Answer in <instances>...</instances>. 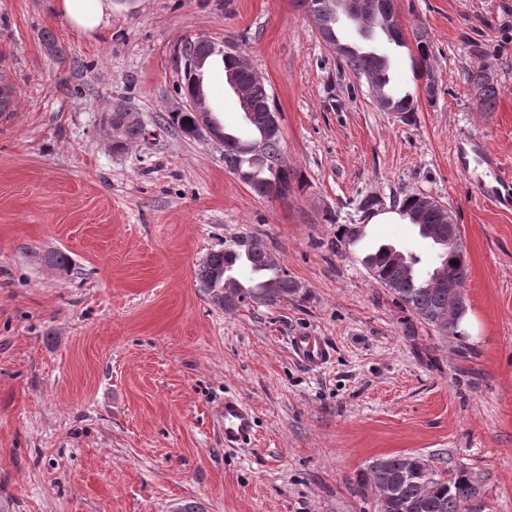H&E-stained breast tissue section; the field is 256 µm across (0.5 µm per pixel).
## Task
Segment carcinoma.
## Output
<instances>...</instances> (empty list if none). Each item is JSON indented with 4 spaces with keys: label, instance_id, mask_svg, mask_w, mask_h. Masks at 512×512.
I'll list each match as a JSON object with an SVG mask.
<instances>
[{
    "label": "carcinoma",
    "instance_id": "carcinoma-1",
    "mask_svg": "<svg viewBox=\"0 0 512 512\" xmlns=\"http://www.w3.org/2000/svg\"><path fill=\"white\" fill-rule=\"evenodd\" d=\"M348 0H298V5L312 20L322 40H331L342 47L339 55L347 69L363 76L372 88L380 91L389 99L391 108L408 117L415 111L417 102L414 96L402 99L391 97L388 82L383 74L385 67L377 58L356 53L351 47L340 41L337 30L341 26L343 5ZM355 32L358 36L369 38L378 30L384 31L389 39L398 45L405 44L404 34L389 30L377 16H364L360 11L351 13ZM417 56L413 66L419 75H430L433 49L427 37L419 31L414 32ZM194 49L195 69L183 67L184 89L192 95L193 83L202 80V71L206 63L221 62L225 77H233L246 91L251 108L246 116L252 121V132L246 137L225 134L224 167L236 174L240 171L249 174L252 182L270 190L276 196H286L292 189L296 175L288 167L284 158L280 133L267 132L268 114L274 111L272 98L264 82L252 79V69L244 61L241 53L228 55L212 42L206 40H187L179 55H185L188 49ZM466 82L476 93L480 107L490 110L495 106L499 89L492 70L487 64H479L466 73ZM168 125L178 127L182 133L191 137L194 134L197 116L189 110L172 112L166 120ZM112 148L123 151L137 143L144 134L140 121L127 115L120 126L109 124ZM394 211L406 217L411 224L419 228L424 224L443 223L442 211L435 209H417V194L403 198H393ZM434 264L426 272L419 268L420 258L406 254L408 271L400 272L391 265L394 247L380 245L374 253L362 258L369 275L379 285L395 284L397 301L413 314L443 335H453L456 326L448 313V290L434 283L436 273L447 276L464 284L467 276V264L462 245L448 247L442 244L432 245ZM274 253L268 243L256 236H237L224 240V249L214 251L200 264L197 282L203 286V292L212 305L220 309L232 307L235 302L250 300L259 305L273 306L286 302L300 293L301 286L288 274L281 262L273 259ZM412 456L391 455L376 458L369 462L360 473L358 486L366 490L382 478L395 485L394 497L388 512H470L474 489L470 472L465 469L438 474L431 480L413 472Z\"/></svg>",
    "mask_w": 512,
    "mask_h": 512
}]
</instances>
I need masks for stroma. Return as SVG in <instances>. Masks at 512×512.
Segmentation results:
<instances>
[{
  "mask_svg": "<svg viewBox=\"0 0 512 512\" xmlns=\"http://www.w3.org/2000/svg\"><path fill=\"white\" fill-rule=\"evenodd\" d=\"M55 2L0 0V84L15 91L0 115V512H376L357 477L392 454L469 470L470 512H512V0H394L407 32L394 74L418 100L407 121L377 108L296 0H112L101 36ZM415 27L434 50L431 98L409 68ZM198 37L235 45L267 86L301 180L287 199L257 196L223 145L166 124L188 105L176 50ZM482 63L500 88L489 110L465 82ZM206 84L234 131L223 67ZM120 104L145 134L116 152ZM468 136L497 166L457 167ZM412 193L461 228L464 335L407 311L336 238L364 224L429 258L413 225L359 209ZM241 234L268 242L295 299L210 304L196 271ZM50 251L67 270L42 263ZM304 329L333 349L322 368L290 352ZM228 395L254 415L237 448Z\"/></svg>",
  "mask_w": 512,
  "mask_h": 512,
  "instance_id": "obj_1",
  "label": "stroma"
}]
</instances>
